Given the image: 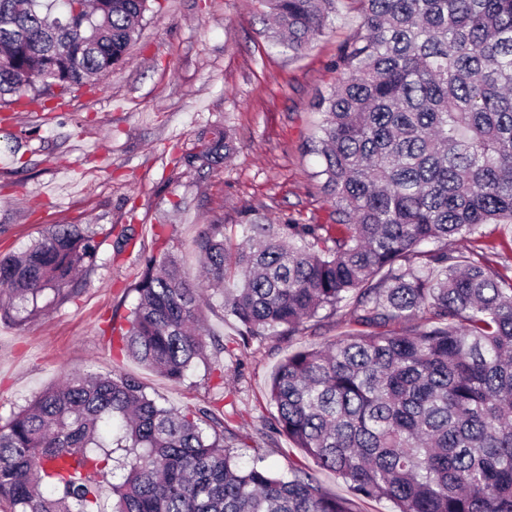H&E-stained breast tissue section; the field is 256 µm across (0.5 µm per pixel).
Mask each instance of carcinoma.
<instances>
[{
	"mask_svg": "<svg viewBox=\"0 0 512 512\" xmlns=\"http://www.w3.org/2000/svg\"><path fill=\"white\" fill-rule=\"evenodd\" d=\"M151 0H0V105L61 99L122 67ZM269 43L295 55L336 0H258ZM361 30L314 104L308 149L338 234L240 212L246 240L209 224L203 280L151 254L122 352L173 382L206 357L203 289L222 292L243 347L341 310L363 330L302 348L271 377V429L365 499L397 512H512V275L448 251L512 224V0H351ZM181 162L206 176L231 157L214 129ZM89 226L55 224L0 258V316L20 326L95 265ZM418 320L415 329L393 326ZM224 412L177 410L133 377L68 376L0 423L7 512H353L255 449L224 443ZM112 510L102 500L109 473Z\"/></svg>",
	"mask_w": 512,
	"mask_h": 512,
	"instance_id": "carcinoma-1",
	"label": "carcinoma"
}]
</instances>
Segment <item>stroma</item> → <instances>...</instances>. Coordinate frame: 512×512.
I'll list each match as a JSON object with an SVG mask.
<instances>
[{
	"instance_id": "35a3bbf8",
	"label": "stroma",
	"mask_w": 512,
	"mask_h": 512,
	"mask_svg": "<svg viewBox=\"0 0 512 512\" xmlns=\"http://www.w3.org/2000/svg\"><path fill=\"white\" fill-rule=\"evenodd\" d=\"M360 25L350 0H337L325 33L296 56L271 48L256 0H154L126 65L96 89H71L52 113L36 103L23 112L0 108V255L25 249L54 224L90 225L100 243L95 267L79 274L69 300L21 327L0 319V418L68 375H133L165 406L223 410L242 457L260 445L274 472L294 464L324 492L350 499L354 512H394L389 501L353 497L342 479L269 428L273 372L292 351L353 332L344 315L245 348L221 296L211 295L205 319L224 348L208 349L179 383L112 347L156 237L195 276L206 225L223 224L232 242L244 239L242 205L301 224L331 223L320 159L304 144L317 132L312 102L333 77L336 49ZM224 126L237 147L230 160L204 177L182 164L203 131Z\"/></svg>"
}]
</instances>
